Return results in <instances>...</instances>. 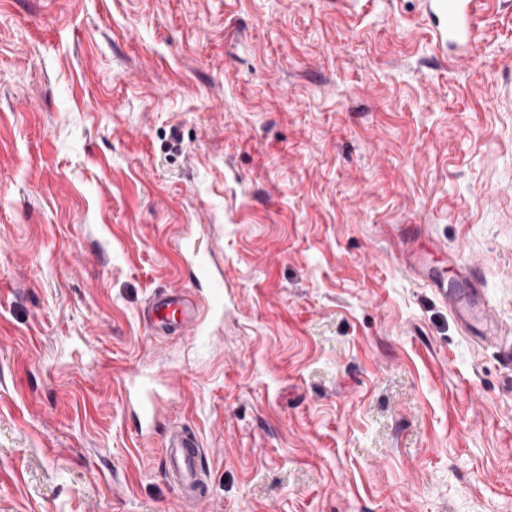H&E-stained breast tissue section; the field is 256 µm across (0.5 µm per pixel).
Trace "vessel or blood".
Returning a JSON list of instances; mask_svg holds the SVG:
<instances>
[{
  "instance_id": "vessel-or-blood-1",
  "label": "vessel or blood",
  "mask_w": 512,
  "mask_h": 512,
  "mask_svg": "<svg viewBox=\"0 0 512 512\" xmlns=\"http://www.w3.org/2000/svg\"><path fill=\"white\" fill-rule=\"evenodd\" d=\"M473 0H426L441 42L451 48L470 49L472 45ZM182 264L192 268L197 283L207 288L208 299L199 302L182 289H162L151 296L140 312L143 324L155 334L200 337L208 323L224 313V280L210 271L206 260L188 244L179 250ZM441 299L453 315L474 332L479 322H490V308L480 303L479 288L461 294L449 290L444 282L434 281ZM129 396L137 405L135 426L143 439H151L158 426L161 406L165 400L164 379L144 378L141 372L131 373L125 383ZM205 451L194 432L184 427L167 430L162 461L165 473L181 498L197 501L207 491L204 466Z\"/></svg>"
}]
</instances>
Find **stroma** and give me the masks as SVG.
I'll use <instances>...</instances> for the list:
<instances>
[{
  "label": "stroma",
  "instance_id": "1",
  "mask_svg": "<svg viewBox=\"0 0 512 512\" xmlns=\"http://www.w3.org/2000/svg\"><path fill=\"white\" fill-rule=\"evenodd\" d=\"M0 0V512H512V0ZM469 287L467 333L397 247ZM206 344L139 319L204 298ZM173 384L190 507L123 384ZM439 40L448 47L469 51L472 46L473 0H426ZM182 264L192 268L198 285L208 288L204 314L201 303L183 289H162L140 311V320L154 334L202 336L208 323L224 313V279L210 271L206 260L190 245L179 250ZM470 270H466V277L473 280L475 288H470V291L466 294H461L452 290H448L445 287L444 282L441 280H433L434 288H437L441 299L445 304H448V309L453 315L467 328L469 332L481 333L483 340L489 344L495 343L497 333L489 328L484 334L480 328H478L479 321H483L485 324L491 322L492 318L490 315V307L484 305L478 301V295L481 293V288H476V276ZM164 447L165 473L181 498L192 502L203 498L207 491L205 451L194 432L186 427L169 428Z\"/></svg>",
  "mask_w": 512,
  "mask_h": 512
}]
</instances>
